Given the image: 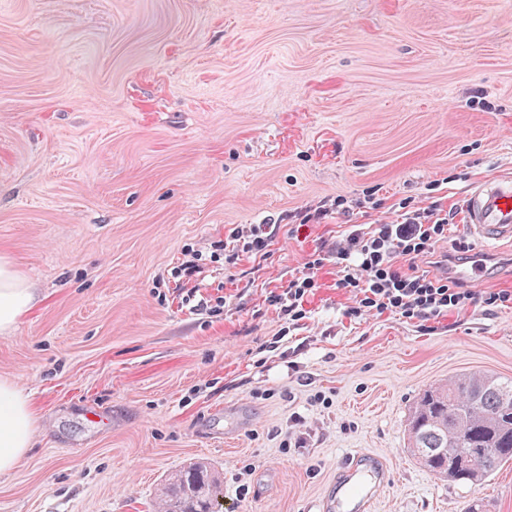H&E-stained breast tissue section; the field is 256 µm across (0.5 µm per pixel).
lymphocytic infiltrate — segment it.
<instances>
[{
	"mask_svg": "<svg viewBox=\"0 0 512 512\" xmlns=\"http://www.w3.org/2000/svg\"><path fill=\"white\" fill-rule=\"evenodd\" d=\"M452 213L437 202L422 207L407 204L397 221L351 225L334 243L329 253H313L299 276L289 280L269 301L289 321L305 318V299L316 290V273L325 258L336 264L338 287L347 289L355 302L356 314H398L426 320L471 303L476 294L460 283L415 271L416 259L434 253L437 246L452 243L455 252L464 253V238H449ZM273 229L268 224L240 225L227 238L212 243L210 254L189 251L177 268L178 275L190 277L201 267L204 257L224 259L235 264L240 256L263 258L268 254Z\"/></svg>",
	"mask_w": 512,
	"mask_h": 512,
	"instance_id": "f902f5d3",
	"label": "lymphocytic infiltrate"
}]
</instances>
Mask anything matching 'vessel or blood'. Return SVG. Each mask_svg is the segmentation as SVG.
<instances>
[{
	"label": "vessel or blood",
	"instance_id": "b4317fda",
	"mask_svg": "<svg viewBox=\"0 0 512 512\" xmlns=\"http://www.w3.org/2000/svg\"><path fill=\"white\" fill-rule=\"evenodd\" d=\"M466 228L482 245L476 259L459 262L440 258V272L449 278L475 283L494 247L512 241V179L495 183H477L470 187L465 203ZM390 466L380 455L363 450L348 451L341 461L336 486L324 494L311 512H369L379 488L388 482Z\"/></svg>",
	"mask_w": 512,
	"mask_h": 512
}]
</instances>
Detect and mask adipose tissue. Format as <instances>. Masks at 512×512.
I'll return each mask as SVG.
<instances>
[{"mask_svg":"<svg viewBox=\"0 0 512 512\" xmlns=\"http://www.w3.org/2000/svg\"><path fill=\"white\" fill-rule=\"evenodd\" d=\"M33 288L9 258H0V332L10 333L19 318L35 306ZM30 396L14 381L0 379V475L25 461L37 428Z\"/></svg>","mask_w":512,"mask_h":512,"instance_id":"1","label":"adipose tissue"}]
</instances>
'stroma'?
Returning <instances> with one entry per match:
<instances>
[{"label":"stroma","instance_id":"obj_1","mask_svg":"<svg viewBox=\"0 0 512 512\" xmlns=\"http://www.w3.org/2000/svg\"><path fill=\"white\" fill-rule=\"evenodd\" d=\"M508 176L512 0H0V255L37 293L0 377L39 419L0 512H153L195 461L222 512H305L353 449L390 462L373 512H512V465L451 484L405 432L449 376H512V305L484 302L512 291V242L479 303L427 321L353 313L330 260L304 319L268 301L350 224L431 198L460 226ZM271 220L267 258L173 278L186 247Z\"/></svg>","mask_w":512,"mask_h":512}]
</instances>
